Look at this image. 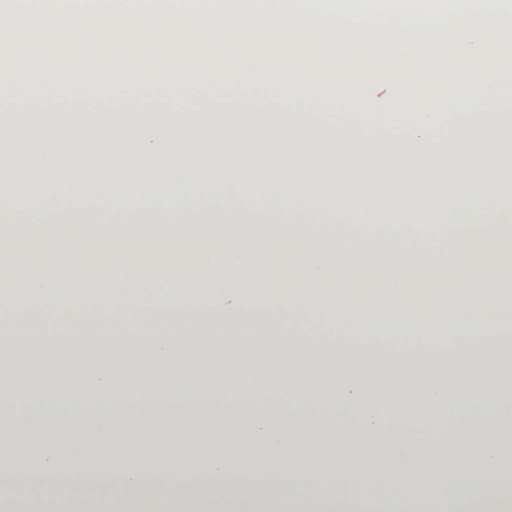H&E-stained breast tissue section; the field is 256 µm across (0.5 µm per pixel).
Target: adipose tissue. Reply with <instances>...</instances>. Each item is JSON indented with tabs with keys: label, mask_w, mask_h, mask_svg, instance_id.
<instances>
[{
	"label": "adipose tissue",
	"mask_w": 512,
	"mask_h": 512,
	"mask_svg": "<svg viewBox=\"0 0 512 512\" xmlns=\"http://www.w3.org/2000/svg\"><path fill=\"white\" fill-rule=\"evenodd\" d=\"M174 205L72 213L88 178L58 203L0 214V302L14 341L0 346V393L16 402L96 394L125 402L259 394L356 419L359 438L326 447L315 428L263 418L193 425L113 413L69 428L0 433V470L29 440L51 494L20 491L0 512H512V200L501 189L272 179L293 204L255 207L259 181L193 177ZM478 194L479 205L469 197ZM312 194L316 206L300 203ZM415 220L385 251L367 236L330 238L334 202ZM443 215L431 225L428 210ZM130 311L83 331L76 313ZM147 320H137V313ZM479 407L484 423L417 453L420 424ZM252 449L235 490L229 456ZM98 467L116 484L93 499L69 484ZM268 483L254 491L252 467ZM204 471L199 494L156 489L144 474ZM287 493H280V485Z\"/></svg>",
	"instance_id": "ef3b65f1"
}]
</instances>
